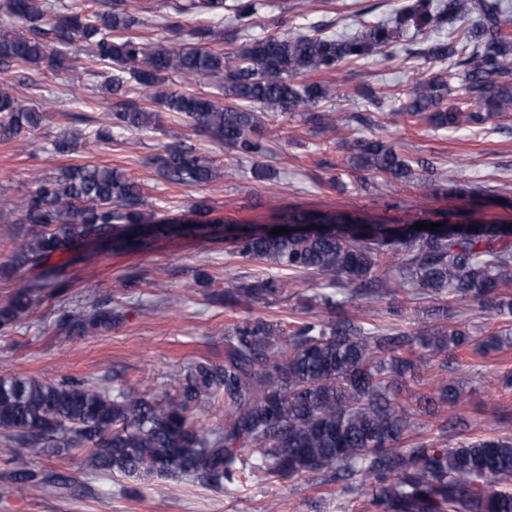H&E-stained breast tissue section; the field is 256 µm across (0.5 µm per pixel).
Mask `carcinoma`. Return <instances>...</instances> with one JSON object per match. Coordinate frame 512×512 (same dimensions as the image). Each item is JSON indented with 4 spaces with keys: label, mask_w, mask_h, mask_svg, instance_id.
I'll use <instances>...</instances> for the list:
<instances>
[{
    "label": "carcinoma",
    "mask_w": 512,
    "mask_h": 512,
    "mask_svg": "<svg viewBox=\"0 0 512 512\" xmlns=\"http://www.w3.org/2000/svg\"><path fill=\"white\" fill-rule=\"evenodd\" d=\"M259 0L236 5L240 24H250ZM163 28L177 30L170 14L197 17L224 12V0H166ZM509 5L504 0H426L402 9L398 25L448 23V39L433 42L426 56L449 61L448 73L419 81L394 113L434 129L462 122L481 124L512 112V33L505 30ZM0 13L23 23L26 33L0 34V140L10 141L37 129L46 113L22 105L8 90L6 72L17 65L64 69L84 54L103 65V86L116 97L131 89L108 120L90 132L96 142L112 140V129L152 132L161 103L194 129L234 154L251 158V173L266 176L259 163L273 131L268 113L305 111L309 131L341 139L352 165L375 177H416L422 195L436 192L425 161L399 152L382 139L367 138L374 114L387 94L361 93L363 109L347 117L320 109L332 98L330 85L318 79L344 63L389 56L402 47L401 31L386 24L336 38L322 31L275 34L231 52L194 47L147 50L132 30L139 20L121 0H79L52 5L48 0H3ZM465 72L461 95L453 79ZM186 83L213 77L217 93L202 96L163 89L167 75ZM476 110H469V106ZM80 135L52 141L54 152L75 150ZM165 181L200 187L213 178L209 158L190 148L167 146L146 160ZM425 171L415 175V169ZM290 224H324L310 234L271 235L237 228L227 237L231 254L246 262H267L296 277L320 278L332 292L315 300L329 317H312L288 332L263 317L249 318L224 337V361H201L174 391L147 394L135 387L110 391L85 380L55 382L28 376L0 377V454L21 448L84 456L95 472L184 476L220 486L238 481L243 452L257 455L254 471L264 476H298L312 485L346 481L345 490L364 499L370 512H512V435L470 438L449 448L425 435L437 419L435 401L454 404L456 382L441 376L421 382L415 405L399 398L422 363L454 350L484 357L512 343L507 329L483 339L451 323L448 303L462 300L512 317V229L507 224H471L460 233L411 229L387 224H356L342 212L288 211ZM0 220L25 224L10 235V263L35 272L0 308V332L17 329L22 316L44 299L63 300L69 267L80 261L76 248L105 238L113 251H132L147 241L175 234L204 236L209 225L193 224L158 210L141 184L125 173L96 164L66 168L39 179L19 203L0 202ZM288 282L268 278L224 295L251 306L282 293ZM400 293L440 301L434 322L408 315L403 307L387 314L413 323L408 331H384L346 316L354 297L381 304ZM119 314L93 308L64 315L58 323L69 336L111 329ZM224 405V424L206 427L196 419L201 405ZM15 483L36 486L49 497L68 496L73 479L55 471L23 468Z\"/></svg>",
    "instance_id": "obj_1"
}]
</instances>
